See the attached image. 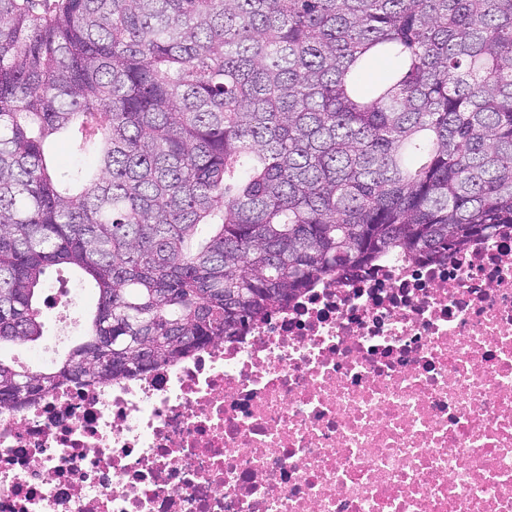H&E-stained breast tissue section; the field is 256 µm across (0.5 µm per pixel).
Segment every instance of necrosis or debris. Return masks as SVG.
<instances>
[{"instance_id": "obj_1", "label": "necrosis or debris", "mask_w": 512, "mask_h": 512, "mask_svg": "<svg viewBox=\"0 0 512 512\" xmlns=\"http://www.w3.org/2000/svg\"><path fill=\"white\" fill-rule=\"evenodd\" d=\"M0 512H512V229L0 411Z\"/></svg>"}]
</instances>
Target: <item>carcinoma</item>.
I'll return each instance as SVG.
<instances>
[{"label":"carcinoma","instance_id":"obj_1","mask_svg":"<svg viewBox=\"0 0 512 512\" xmlns=\"http://www.w3.org/2000/svg\"><path fill=\"white\" fill-rule=\"evenodd\" d=\"M501 225L512 0H0V346L43 336L50 269L99 295L58 366L0 359V409Z\"/></svg>","mask_w":512,"mask_h":512}]
</instances>
